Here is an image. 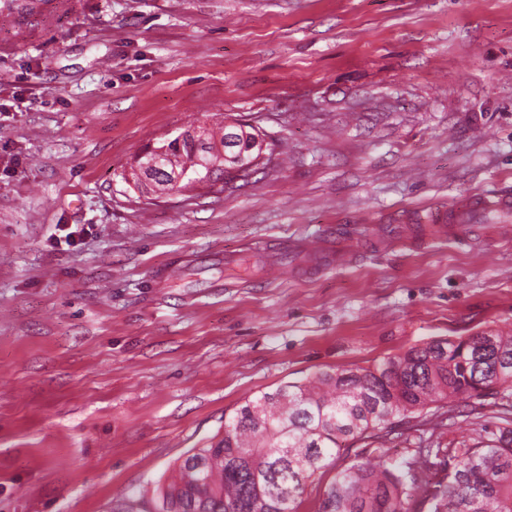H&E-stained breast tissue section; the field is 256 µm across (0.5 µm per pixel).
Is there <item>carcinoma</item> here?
Listing matches in <instances>:
<instances>
[{
  "label": "carcinoma",
  "mask_w": 512,
  "mask_h": 512,
  "mask_svg": "<svg viewBox=\"0 0 512 512\" xmlns=\"http://www.w3.org/2000/svg\"><path fill=\"white\" fill-rule=\"evenodd\" d=\"M51 0H0V14L44 15ZM203 130L208 150L191 139H166L171 171L211 168L224 182V140ZM497 401L489 417L483 400ZM471 400L467 435L448 445L451 468L426 479L432 463L419 451L402 464L355 461L328 485L318 512H408L422 494L430 512H512V334L481 331L436 339L372 367L331 369L286 383L248 400L224 422V432L189 451L158 488L152 512H281L282 499L298 505L309 481L349 444L382 443L394 424H426L431 409Z\"/></svg>",
  "instance_id": "carcinoma-1"
}]
</instances>
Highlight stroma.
Segmentation results:
<instances>
[{
    "label": "stroma",
    "mask_w": 512,
    "mask_h": 512,
    "mask_svg": "<svg viewBox=\"0 0 512 512\" xmlns=\"http://www.w3.org/2000/svg\"><path fill=\"white\" fill-rule=\"evenodd\" d=\"M227 117L265 136L248 177L155 200L126 182L145 146ZM509 189L512 0L0 14V512H123L247 400L512 326V234L419 221ZM431 432L354 443L299 512Z\"/></svg>",
    "instance_id": "35a3bbf8"
}]
</instances>
